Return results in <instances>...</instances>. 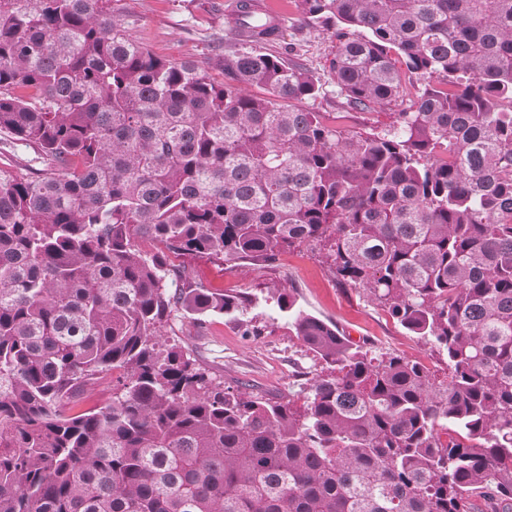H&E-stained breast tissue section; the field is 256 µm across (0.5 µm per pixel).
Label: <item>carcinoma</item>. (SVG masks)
I'll list each match as a JSON object with an SVG mask.
<instances>
[{
  "label": "carcinoma",
  "mask_w": 512,
  "mask_h": 512,
  "mask_svg": "<svg viewBox=\"0 0 512 512\" xmlns=\"http://www.w3.org/2000/svg\"><path fill=\"white\" fill-rule=\"evenodd\" d=\"M296 8L333 30L342 105L389 129L300 108L323 85L245 3L225 83L155 55L112 0H0V134L52 169L0 168V512H512V0ZM317 244L446 378L289 288L288 335L331 369L299 407L161 344L174 312L255 302L177 259ZM110 371L112 399L74 411Z\"/></svg>",
  "instance_id": "1"
}]
</instances>
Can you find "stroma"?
<instances>
[{
    "label": "stroma",
    "mask_w": 512,
    "mask_h": 512,
    "mask_svg": "<svg viewBox=\"0 0 512 512\" xmlns=\"http://www.w3.org/2000/svg\"><path fill=\"white\" fill-rule=\"evenodd\" d=\"M234 2L112 0V8L122 16L129 33L154 54L196 61L219 78L223 71L216 60L232 41L228 18ZM267 3L284 26L278 51L294 50L323 85L322 94L303 101V108L325 113L334 125L388 128L393 117L386 111L359 112L337 104L336 85L327 71L335 45L330 32L302 25L293 0ZM186 263L205 287L247 290L256 297L255 305L235 318L210 316L197 321L179 311L164 327L168 344L181 347L225 385L277 398L296 394L309 375L322 371V363L289 335L286 318L268 302V290L275 286L295 289L302 309L335 322L353 341L367 339L381 351L420 361L438 373L448 370L445 354L407 334L363 289L337 280L323 249L300 247L281 254L274 263L245 268L208 257H190Z\"/></svg>",
    "instance_id": "1"
}]
</instances>
